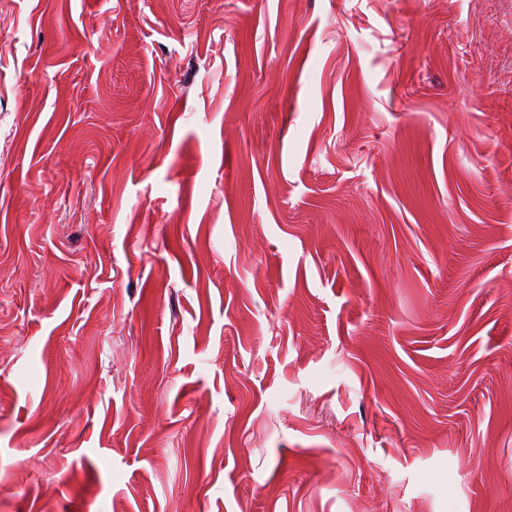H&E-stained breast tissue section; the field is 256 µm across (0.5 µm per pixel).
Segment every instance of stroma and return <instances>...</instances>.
<instances>
[{
    "instance_id": "35a3bbf8",
    "label": "stroma",
    "mask_w": 512,
    "mask_h": 512,
    "mask_svg": "<svg viewBox=\"0 0 512 512\" xmlns=\"http://www.w3.org/2000/svg\"><path fill=\"white\" fill-rule=\"evenodd\" d=\"M0 512H512V0H0Z\"/></svg>"
}]
</instances>
